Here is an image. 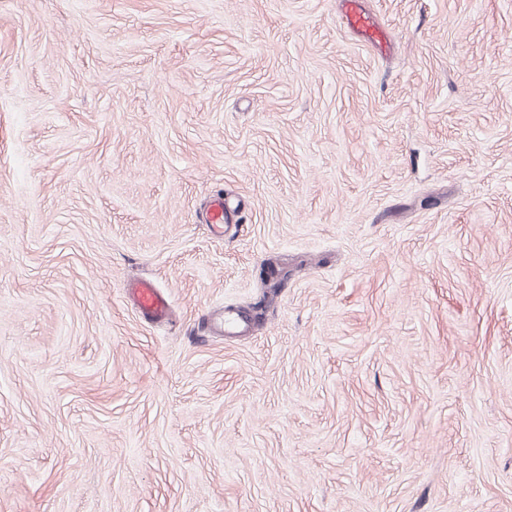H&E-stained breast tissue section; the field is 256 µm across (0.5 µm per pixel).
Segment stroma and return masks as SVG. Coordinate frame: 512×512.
I'll list each match as a JSON object with an SVG mask.
<instances>
[{
  "instance_id": "stroma-1",
  "label": "stroma",
  "mask_w": 512,
  "mask_h": 512,
  "mask_svg": "<svg viewBox=\"0 0 512 512\" xmlns=\"http://www.w3.org/2000/svg\"><path fill=\"white\" fill-rule=\"evenodd\" d=\"M359 5L0 0V512H512V0ZM129 293L139 311L148 317L165 319L169 313L168 298L149 280H141L130 285Z\"/></svg>"
}]
</instances>
